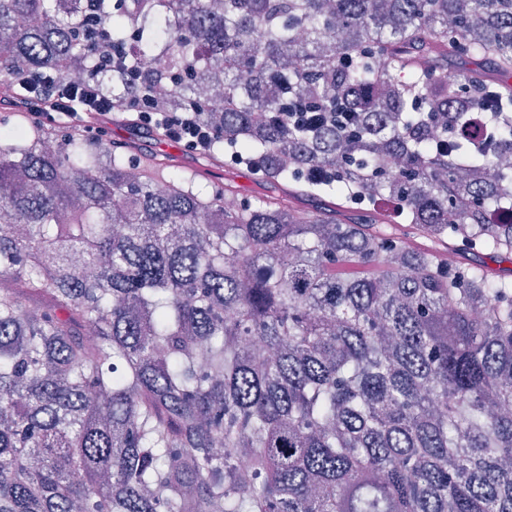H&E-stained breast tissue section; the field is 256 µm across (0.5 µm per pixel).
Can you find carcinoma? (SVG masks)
<instances>
[{
    "instance_id": "cac0c4a2",
    "label": "carcinoma",
    "mask_w": 512,
    "mask_h": 512,
    "mask_svg": "<svg viewBox=\"0 0 512 512\" xmlns=\"http://www.w3.org/2000/svg\"><path fill=\"white\" fill-rule=\"evenodd\" d=\"M125 45L105 94L411 233L0 117V512H512V280L443 257L512 259V119L476 152L481 73L440 77L489 60L512 111V0H0V98ZM290 99L360 122L259 120Z\"/></svg>"
}]
</instances>
